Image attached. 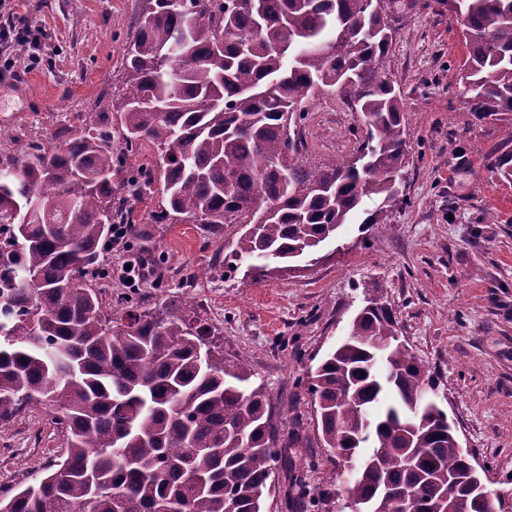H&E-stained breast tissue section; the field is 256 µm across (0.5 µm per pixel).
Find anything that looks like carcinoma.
I'll return each instance as SVG.
<instances>
[{
  "label": "carcinoma",
  "mask_w": 512,
  "mask_h": 512,
  "mask_svg": "<svg viewBox=\"0 0 512 512\" xmlns=\"http://www.w3.org/2000/svg\"><path fill=\"white\" fill-rule=\"evenodd\" d=\"M446 3L468 30V111L512 116V0ZM393 37L375 0H149L124 53L125 92L108 107L127 150L147 140L161 152L160 218L248 226L233 260L258 281L296 269L359 214L372 231L405 200ZM321 90L363 123L351 156L308 168L302 123ZM81 131L0 157V432L48 402L67 444L35 483L0 498V512H263L275 467L292 464L251 371L182 304L112 306L100 288L70 287L155 184L112 155V123ZM491 165L511 180L512 149ZM431 386L397 343L391 308L367 297L308 385L323 447L354 464L347 499L369 512H401L403 496L411 512H504L447 412L425 403Z\"/></svg>",
  "instance_id": "cac0c4a2"
}]
</instances>
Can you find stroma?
Instances as JSON below:
<instances>
[{"label":"stroma","instance_id":"obj_1","mask_svg":"<svg viewBox=\"0 0 512 512\" xmlns=\"http://www.w3.org/2000/svg\"><path fill=\"white\" fill-rule=\"evenodd\" d=\"M147 0H22L17 13L0 10V28L24 20L41 39L40 62L18 48L20 78L0 91V150L38 143L63 146L76 134L73 113L86 120L107 111L123 89L122 57ZM397 29L387 69L408 116L407 204L386 214V229L362 233L345 226L309 266L257 282L226 264L243 228L185 220L158 221L162 184L133 203L137 232L125 248L105 250L101 265L141 255L156 270L138 287L112 280V302L155 307L192 296L200 318L243 362L253 384L269 394L280 440L306 438L301 466L308 512H349L345 500H320L334 474L318 439L308 370L346 337L371 284L392 307L397 337L433 375L441 406L461 448L486 470L488 490L512 506V180L495 174L490 155L512 141V124L477 122L464 104L460 69L468 55L448 9L393 13ZM341 104L317 96L302 124L304 159L318 166L349 155L357 143V113L326 120ZM65 452L48 414L22 412L0 432V490L28 485L32 472Z\"/></svg>","mask_w":512,"mask_h":512}]
</instances>
